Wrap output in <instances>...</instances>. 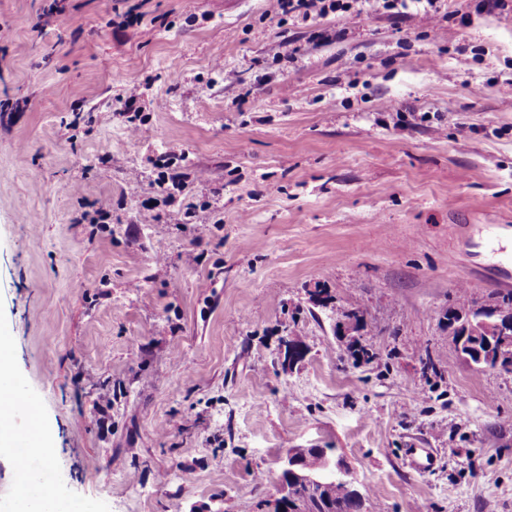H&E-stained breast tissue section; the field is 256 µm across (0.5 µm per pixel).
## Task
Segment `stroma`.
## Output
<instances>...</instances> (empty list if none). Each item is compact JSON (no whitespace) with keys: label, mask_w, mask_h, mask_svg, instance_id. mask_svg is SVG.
<instances>
[{"label":"stroma","mask_w":512,"mask_h":512,"mask_svg":"<svg viewBox=\"0 0 512 512\" xmlns=\"http://www.w3.org/2000/svg\"><path fill=\"white\" fill-rule=\"evenodd\" d=\"M134 2L67 0L43 30L41 0H0V100L29 102L0 119V332L55 490L96 512H271L285 452L330 446L373 512H512V373L459 359L446 320L512 292L479 246L512 225V9L332 14L345 40L314 46L277 0H147L111 26ZM165 152L185 155L169 199ZM350 309L371 360L338 332ZM411 446L436 467L412 470ZM405 456L409 465L419 473L431 471L437 462L432 448H405Z\"/></svg>","instance_id":"obj_1"}]
</instances>
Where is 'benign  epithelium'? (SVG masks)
Instances as JSON below:
<instances>
[{"mask_svg": "<svg viewBox=\"0 0 512 512\" xmlns=\"http://www.w3.org/2000/svg\"><path fill=\"white\" fill-rule=\"evenodd\" d=\"M454 347L475 348L477 366L503 369L502 362L512 359V334L498 322H484L481 336H458ZM305 448H291L280 460L275 503L279 512H313L314 500L321 491L338 482L355 483L350 470L340 459L325 458L321 469L311 472L302 466Z\"/></svg>", "mask_w": 512, "mask_h": 512, "instance_id": "7a95c632", "label": "benign epithelium"}]
</instances>
